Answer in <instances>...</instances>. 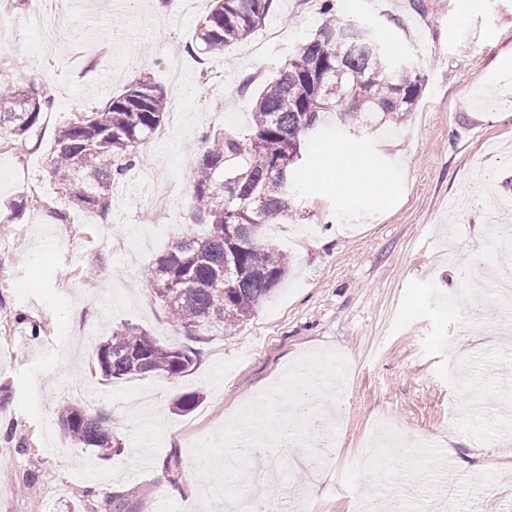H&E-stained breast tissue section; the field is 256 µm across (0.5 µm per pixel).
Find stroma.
<instances>
[{"label":"stroma","mask_w":512,"mask_h":512,"mask_svg":"<svg viewBox=\"0 0 512 512\" xmlns=\"http://www.w3.org/2000/svg\"><path fill=\"white\" fill-rule=\"evenodd\" d=\"M210 0H74L65 19L10 0L20 25L0 31V67L54 102L37 136L0 151V199L23 205L0 223V512H233L251 465L225 478L242 429L256 456L282 460L277 499L295 512H512V328L492 282L512 266L489 225L512 231V0H336L343 20L370 28L398 63L424 77L405 125L363 128L327 116L296 174L299 216L265 226L291 267L279 290L236 331L199 343L193 370L110 385L86 361L129 322L163 343L176 331L155 303L149 274L169 239L192 221L191 177L206 131L251 130L257 83L273 78L321 25L320 0H274L264 24L221 55L187 53ZM185 103L163 142L140 148L144 171L165 172L144 201L133 176L104 224L70 209L48 174L53 133L141 76ZM253 85H246V78ZM386 181L383 194L343 197L315 173L337 147ZM69 211L68 222L54 219ZM347 365L329 399L330 437L289 425L300 383ZM201 404L178 412V395ZM111 413L120 442L108 460L67 441L61 404ZM433 443L386 448L366 473L359 445L380 424ZM445 457L456 477L433 463ZM111 493L98 494L101 476Z\"/></svg>","instance_id":"stroma-1"}]
</instances>
